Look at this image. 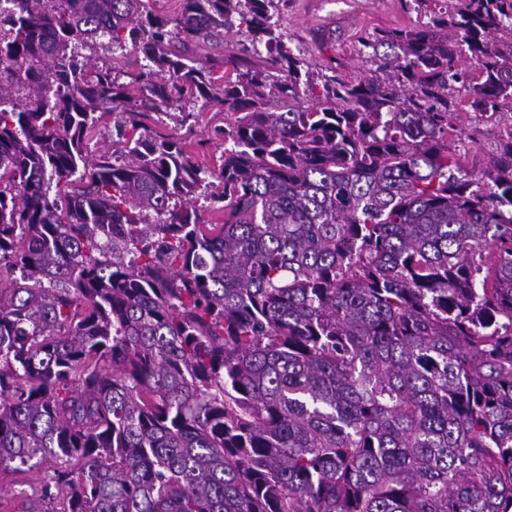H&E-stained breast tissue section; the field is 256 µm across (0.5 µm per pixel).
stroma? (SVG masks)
<instances>
[{"label": "stroma", "instance_id": "35a3bbf8", "mask_svg": "<svg viewBox=\"0 0 512 512\" xmlns=\"http://www.w3.org/2000/svg\"><path fill=\"white\" fill-rule=\"evenodd\" d=\"M279 25L290 47L300 51L311 68L321 71L330 61H337L344 79L366 77L368 67L359 55V41L375 30L412 27L420 16L403 0H288L277 15ZM329 46H321L322 37ZM197 115L192 129L174 121H165L162 133L178 141L199 164L218 169L224 154L223 140L214 138V128L224 123V107L219 102L196 104ZM464 139L459 148L466 152L469 163L479 164L494 153L500 127L475 114L461 117ZM42 470L33 469L0 477V512H24L25 492L42 481Z\"/></svg>", "mask_w": 512, "mask_h": 512}]
</instances>
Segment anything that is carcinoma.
I'll return each mask as SVG.
<instances>
[{
	"mask_svg": "<svg viewBox=\"0 0 512 512\" xmlns=\"http://www.w3.org/2000/svg\"><path fill=\"white\" fill-rule=\"evenodd\" d=\"M7 2L0 475L45 469L26 512H512V124L470 171L455 98L512 112V0L376 30L372 75L320 93L282 0ZM129 46V83L91 60ZM211 100L217 173L152 128Z\"/></svg>",
	"mask_w": 512,
	"mask_h": 512,
	"instance_id": "carcinoma-1",
	"label": "carcinoma"
}]
</instances>
